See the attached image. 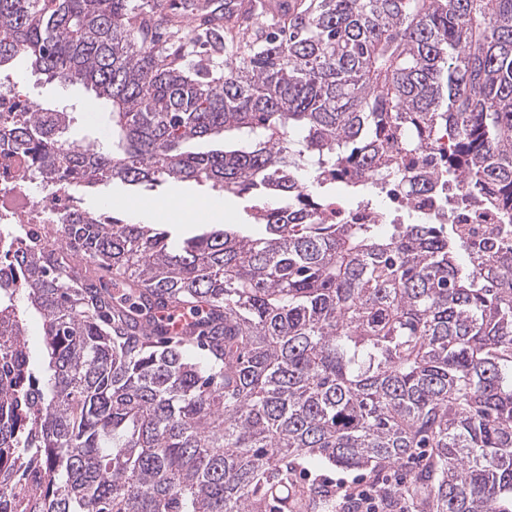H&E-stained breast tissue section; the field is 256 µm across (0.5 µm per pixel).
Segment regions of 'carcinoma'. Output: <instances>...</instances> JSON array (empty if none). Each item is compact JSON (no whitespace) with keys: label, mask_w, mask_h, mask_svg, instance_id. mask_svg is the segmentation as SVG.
<instances>
[{"label":"carcinoma","mask_w":512,"mask_h":512,"mask_svg":"<svg viewBox=\"0 0 512 512\" xmlns=\"http://www.w3.org/2000/svg\"><path fill=\"white\" fill-rule=\"evenodd\" d=\"M131 2L0 0V70L91 89L112 142L71 141L64 108L9 137L58 191L193 181L258 197L265 234L175 241L78 208L68 247L11 256L38 233L0 224L19 272L0 286V512H323L336 486L300 472L421 448L422 512H512V254L294 200L304 179L316 201L359 194L440 128L467 191L512 195V0H227L183 43L159 35L181 15Z\"/></svg>","instance_id":"obj_1"}]
</instances>
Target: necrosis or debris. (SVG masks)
<instances>
[{
    "label": "necrosis or debris",
    "instance_id": "4bbe7bcc",
    "mask_svg": "<svg viewBox=\"0 0 512 512\" xmlns=\"http://www.w3.org/2000/svg\"><path fill=\"white\" fill-rule=\"evenodd\" d=\"M34 105L13 77L0 78V130L20 123ZM379 189L374 203L348 197L327 200L318 210L323 224H400L416 212L430 224H447L470 254L512 253V228L494 195L478 197L464 192L447 161L429 158L425 150L411 153L399 172L375 168L369 175ZM65 195H51L33 174L28 157L10 139L0 140V222L54 224L71 210Z\"/></svg>",
    "mask_w": 512,
    "mask_h": 512
}]
</instances>
